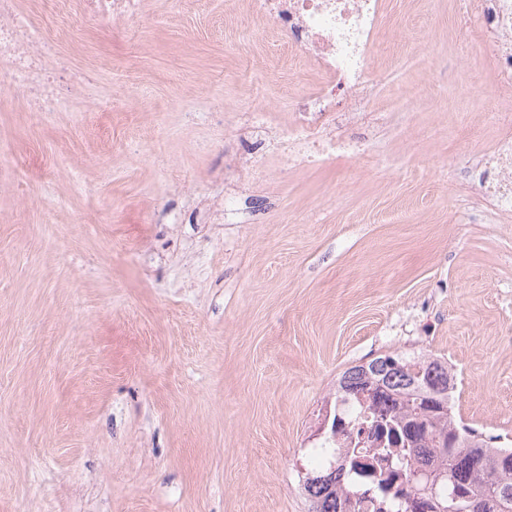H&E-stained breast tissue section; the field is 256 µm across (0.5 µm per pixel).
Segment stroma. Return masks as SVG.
Returning a JSON list of instances; mask_svg holds the SVG:
<instances>
[{
	"mask_svg": "<svg viewBox=\"0 0 512 512\" xmlns=\"http://www.w3.org/2000/svg\"><path fill=\"white\" fill-rule=\"evenodd\" d=\"M62 45L99 97L0 95V512H308L336 380L437 356L512 438V221L471 204L498 95L466 0H384L367 162L270 173L234 223L239 112L312 73L247 0H142Z\"/></svg>",
	"mask_w": 512,
	"mask_h": 512,
	"instance_id": "obj_1",
	"label": "stroma"
}]
</instances>
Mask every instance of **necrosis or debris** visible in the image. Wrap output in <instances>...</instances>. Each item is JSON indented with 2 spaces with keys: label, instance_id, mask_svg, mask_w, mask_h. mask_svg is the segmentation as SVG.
Wrapping results in <instances>:
<instances>
[{
  "label": "necrosis or debris",
  "instance_id": "1",
  "mask_svg": "<svg viewBox=\"0 0 512 512\" xmlns=\"http://www.w3.org/2000/svg\"><path fill=\"white\" fill-rule=\"evenodd\" d=\"M253 15L265 19L308 64L314 80L286 100L290 114L279 124L271 113L252 112L240 120L241 141L267 139L265 152L242 157L248 180L268 171L280 178L299 165L330 167L337 157L365 159L362 145L342 134L344 124L371 108L379 75L372 52L382 36L383 0H249ZM141 0H78V8L63 27L65 36L88 28L130 31ZM474 26L488 38L496 86L512 94V0H477ZM0 92H21L23 111L35 116L64 111L78 92L92 93L97 73L73 71L57 44L40 35L19 0H0ZM348 102L336 109L337 97ZM498 133L492 144L472 153L465 175L492 210L512 217V113L494 115Z\"/></svg>",
  "mask_w": 512,
  "mask_h": 512
}]
</instances>
